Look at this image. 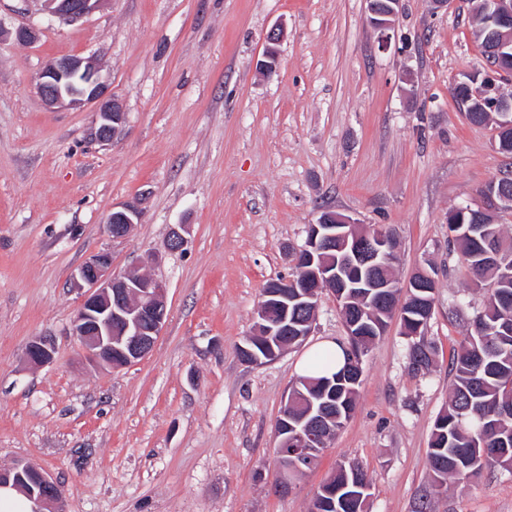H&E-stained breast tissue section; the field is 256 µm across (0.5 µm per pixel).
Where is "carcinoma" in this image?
Segmentation results:
<instances>
[{"mask_svg": "<svg viewBox=\"0 0 512 512\" xmlns=\"http://www.w3.org/2000/svg\"><path fill=\"white\" fill-rule=\"evenodd\" d=\"M483 74L465 75L452 88L453 98L462 112L479 115L486 124L498 114L487 99L479 96ZM454 230L459 244V260L473 274V283H493L486 289L483 308L472 321L468 336L453 351L450 364L453 380L448 405L440 414L428 444L432 493L448 480L459 482L479 477L491 468L512 469V249H502V225L474 224L468 213ZM426 328L420 329L418 342L410 350V363L419 372L430 365L435 346L425 341ZM383 337L377 328L361 336L348 337L345 362L330 376H304V391L318 408L327 404L330 434L351 419L357 404L362 357L369 346ZM341 490L333 507L323 506L317 496L319 512H368L370 494L360 498L344 486L358 482L370 486L364 470L355 463L343 462L330 478Z\"/></svg>", "mask_w": 512, "mask_h": 512, "instance_id": "obj_1", "label": "carcinoma"}]
</instances>
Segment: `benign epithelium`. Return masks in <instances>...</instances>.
I'll return each instance as SVG.
<instances>
[{"label": "benign epithelium", "instance_id": "benign-epithelium-1", "mask_svg": "<svg viewBox=\"0 0 512 512\" xmlns=\"http://www.w3.org/2000/svg\"><path fill=\"white\" fill-rule=\"evenodd\" d=\"M52 15L67 21H76L95 11L105 0H41ZM399 0H391L385 13L369 8L370 22L386 37L397 13ZM485 13L487 27L480 33L483 47L492 56L504 53L512 42V0H487ZM284 37V29L275 27L267 35V45L259 66L268 72L277 68L276 46ZM499 68L486 61L487 79L484 90L490 95L491 109L501 110L496 120L494 145L504 154L512 153V98L498 86ZM37 92L50 108L95 107L96 135L102 142L114 138L125 120L122 104L112 97L108 84L102 79L99 67L80 57H65L48 64L40 74ZM486 205L480 208L482 216L501 209H512V171L488 183L484 195ZM139 213L130 206H119L108 216L105 230L114 239L126 237ZM190 225L178 224L168 234L167 249L182 251L187 246ZM394 236L381 231L375 235L362 229L351 217L327 210L318 221L307 226V238L295 252L293 265L313 272V285L308 290L297 289L296 279L285 278L274 288L263 290V299L257 310L256 336H308L312 332L315 315L305 320L288 322V301L307 304L317 301L325 293L343 301L347 288H367L381 302L393 303L394 310L408 305L423 319L432 316L434 301L426 296L435 283L426 270H418L403 283L389 275L397 259L398 248ZM344 253V259L361 273L356 282H349L325 261L329 251ZM73 286L81 293V303L71 323L70 333L80 344L84 356L95 363L120 368L145 358L153 349L167 318V285L144 274H116L112 272V258L107 252L91 256L78 269ZM295 289L288 298V289ZM276 306L281 316L274 321L269 308ZM55 345L52 338L41 336L28 346L29 363L44 366L53 362ZM243 361L261 365L273 362L280 353L259 354L253 349L252 337L240 345ZM278 438L276 479L274 489L286 494L292 489L294 478L316 468L329 448L328 435L323 426V413L307 421L288 422V409H283L275 425ZM12 487L23 492L32 503L31 512H63L60 489L47 473L27 464L17 463L9 469H0V488Z\"/></svg>", "mask_w": 512, "mask_h": 512}]
</instances>
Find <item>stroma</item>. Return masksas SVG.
<instances>
[{
    "mask_svg": "<svg viewBox=\"0 0 512 512\" xmlns=\"http://www.w3.org/2000/svg\"><path fill=\"white\" fill-rule=\"evenodd\" d=\"M0 468L49 473L64 512H309L337 463L370 484L369 512H512V471L495 468L429 498L428 442L448 402L450 354L484 292L448 244L451 210L512 157L492 125L469 123L451 89L482 56L469 0H400L387 35L368 0H105L63 22L40 0H0ZM285 36L273 73L265 36ZM100 67L125 121L94 135L91 107L49 108L35 91L51 61ZM140 214L127 237L112 209ZM332 210L400 242L395 275L432 269L435 308L426 372L390 326L363 358L357 408L321 463L274 493V424L303 354L345 341L322 295L312 333L276 361L238 348L262 290L289 277L308 225ZM176 224L185 250L168 253ZM109 251L115 272L167 284L168 317L150 354L120 369L83 356L69 333L81 297L72 278ZM52 337L51 365L26 348ZM284 37V29L282 27H275L270 30L267 35V45L264 50L263 59L257 65L264 68L267 72H273L277 68L278 57L276 46ZM139 213L130 206H119L108 216L105 230L114 239L125 238L134 224L138 223Z\"/></svg>",
    "mask_w": 512,
    "mask_h": 512,
    "instance_id": "stroma-1",
    "label": "stroma"
}]
</instances>
